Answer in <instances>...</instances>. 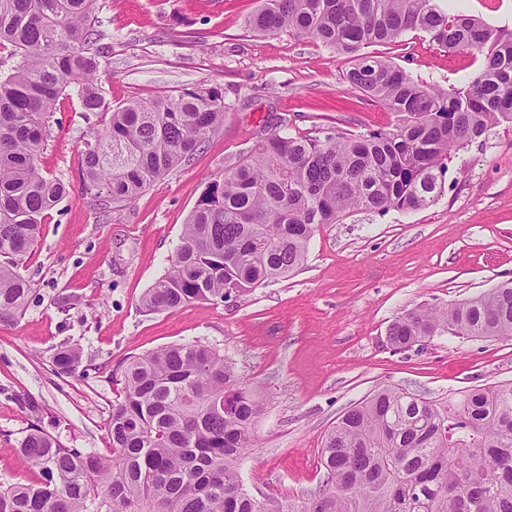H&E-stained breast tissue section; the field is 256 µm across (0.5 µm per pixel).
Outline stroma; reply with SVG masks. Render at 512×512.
<instances>
[{
    "label": "stroma",
    "instance_id": "obj_1",
    "mask_svg": "<svg viewBox=\"0 0 512 512\" xmlns=\"http://www.w3.org/2000/svg\"><path fill=\"white\" fill-rule=\"evenodd\" d=\"M104 33L98 84L117 104L157 92L215 88L224 122L190 161L132 203L85 189L78 155L108 113L62 96L40 156L43 174L70 194L41 224L22 270L32 292L17 322L0 324V482H38L16 448L41 407L42 427L70 448L108 446L113 369L127 357L198 342L224 352L265 408L256 445L240 464L254 497L301 502L323 479L327 432L351 406L385 386L444 404L459 392L512 381V337L437 336L397 351L387 332L418 306H445L512 279V123L460 150L444 190L413 212L355 211L321 225L304 264L233 301H197L176 312L144 311L209 179L235 166L275 118L292 135L388 131L394 114L352 90L350 56L290 31H251L258 0H99ZM449 13L512 30V0H442ZM424 82L460 88L483 58L410 32L379 44ZM78 346L75 374L51 364Z\"/></svg>",
    "mask_w": 512,
    "mask_h": 512
}]
</instances>
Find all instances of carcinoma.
<instances>
[{
  "instance_id": "1",
  "label": "carcinoma",
  "mask_w": 512,
  "mask_h": 512,
  "mask_svg": "<svg viewBox=\"0 0 512 512\" xmlns=\"http://www.w3.org/2000/svg\"><path fill=\"white\" fill-rule=\"evenodd\" d=\"M98 2L0 0V324L25 311L31 288L19 267L69 194L39 168L67 89L84 111L110 114L79 161L87 189H106L114 203L190 160L224 121V98L212 89L107 104L97 85ZM248 25L354 57L349 86L393 112L395 127L323 141L273 129L209 182L166 271L142 297L150 312L240 297L288 276L316 229L349 211L427 207L452 153L512 122V31L450 14L439 0H262ZM417 31L442 48L477 51L481 69L444 93L360 53ZM436 336L512 337V280L460 303L408 310L388 329L400 350ZM80 360L79 348L63 346L52 364L72 374ZM112 383L110 447L68 448L31 427L18 452L43 480L0 482V512H512V381L469 389L448 406L377 390L327 433L323 485L298 504L244 488L239 464L264 402L219 350L184 343L133 355Z\"/></svg>"
}]
</instances>
